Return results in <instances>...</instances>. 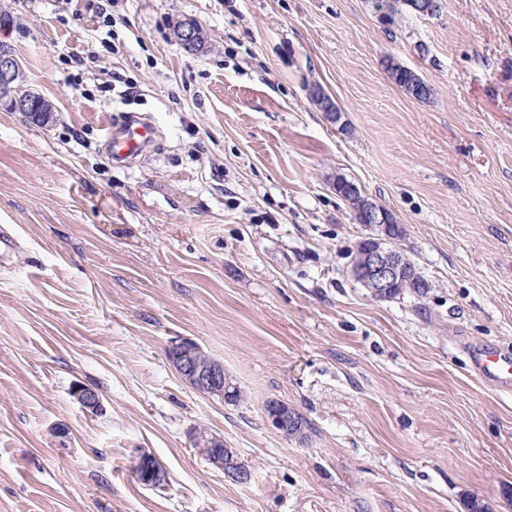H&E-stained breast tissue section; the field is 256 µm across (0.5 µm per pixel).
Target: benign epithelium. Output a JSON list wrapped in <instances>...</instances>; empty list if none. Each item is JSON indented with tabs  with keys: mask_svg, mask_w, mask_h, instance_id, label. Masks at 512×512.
<instances>
[{
	"mask_svg": "<svg viewBox=\"0 0 512 512\" xmlns=\"http://www.w3.org/2000/svg\"><path fill=\"white\" fill-rule=\"evenodd\" d=\"M199 28L193 21L185 23L177 32L175 42L189 51L197 46ZM21 63L5 45L0 46V103L13 112H24L30 103V93L17 86ZM307 94L319 106L325 120L336 125L341 121L342 112L336 101L325 89L317 84ZM362 221L373 227L389 224L388 214L378 206L370 205L361 215ZM406 262L397 246L376 245L366 248L356 256L350 265L353 279L367 288L378 299L387 298L389 292L403 279ZM170 361L181 379L196 391L211 395L225 386L224 366L216 363L203 366L200 359L203 349L192 342L173 344L168 349ZM75 401L86 412L96 413L102 406L101 394L94 388L76 387ZM268 419L274 429L284 436L302 444L306 441L302 415L288 405L274 402L268 412ZM211 442L218 451L209 459L210 464L224 472V475L239 484L251 481V471L235 457L234 451L224 446V438L212 435Z\"/></svg>",
	"mask_w": 512,
	"mask_h": 512,
	"instance_id": "benign-epithelium-1",
	"label": "benign epithelium"
}]
</instances>
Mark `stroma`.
I'll return each mask as SVG.
<instances>
[{
    "mask_svg": "<svg viewBox=\"0 0 512 512\" xmlns=\"http://www.w3.org/2000/svg\"><path fill=\"white\" fill-rule=\"evenodd\" d=\"M0 6L16 19L0 41L56 109L46 125L0 109L17 241L0 254V512H512V389L473 365L512 353V0H443L394 37L368 0ZM185 18L208 36L195 54L171 38ZM132 116L155 136L113 162ZM339 175L396 215L427 293L377 299L352 278L367 229ZM179 341L243 400L186 385ZM271 400L305 417L306 444L269 425ZM198 427L250 483L193 447ZM142 453L163 486L138 481ZM385 69L391 74L393 82L408 95L421 102L430 99L432 95V88L426 82L424 83L426 84L427 88L422 94L413 96L411 95L412 84L417 78V75H415L416 73L414 71L407 67L405 68V66L395 61V59L391 57L385 60ZM307 94L316 102L319 106V110L323 112L325 120L330 124L336 125L341 121V109L336 104V101L333 98V100L330 98L329 94L320 84H316L313 90L308 88ZM310 102H312L311 99ZM212 433L208 431L206 428L200 429L199 441L193 445L197 446L195 448H199L202 455L208 459L210 455L214 452V448L210 447L208 438ZM211 442L213 443L215 448H223L222 450H218L211 458L209 459L210 464H212L215 468L224 471V475L233 481L239 484H247L251 481L252 473L251 471L243 466L235 457V453L232 448H227L224 445V439L221 436L216 434H212Z\"/></svg>",
    "mask_w": 512,
    "mask_h": 512,
    "instance_id": "obj_1",
    "label": "stroma"
}]
</instances>
